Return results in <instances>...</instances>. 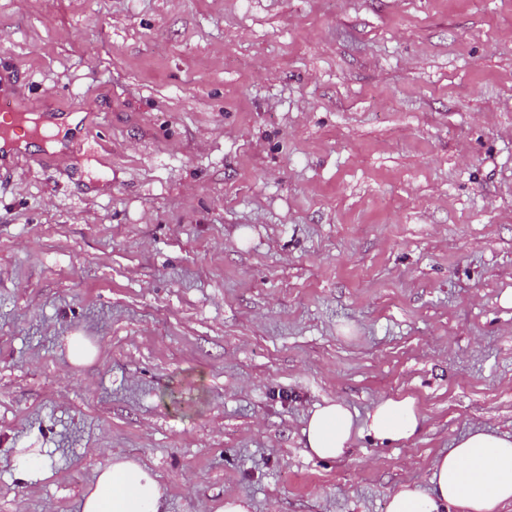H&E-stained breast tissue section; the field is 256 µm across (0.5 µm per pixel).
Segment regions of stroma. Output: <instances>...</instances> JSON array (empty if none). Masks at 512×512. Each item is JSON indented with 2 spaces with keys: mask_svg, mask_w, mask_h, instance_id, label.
<instances>
[{
  "mask_svg": "<svg viewBox=\"0 0 512 512\" xmlns=\"http://www.w3.org/2000/svg\"><path fill=\"white\" fill-rule=\"evenodd\" d=\"M4 75L82 120L0 163V512L112 452L164 512H386L512 433V0H0ZM390 396L412 440L308 455ZM67 347L69 361L74 365L89 364L97 355V348L86 336L69 337ZM421 413L412 397L381 398L359 426L351 410L341 402L326 401L310 413L303 429L308 455L321 460L344 457L357 433L365 432L381 444L412 439L418 432Z\"/></svg>",
  "mask_w": 512,
  "mask_h": 512,
  "instance_id": "35a3bbf8",
  "label": "stroma"
}]
</instances>
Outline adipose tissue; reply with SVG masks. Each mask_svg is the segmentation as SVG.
Segmentation results:
<instances>
[{
    "mask_svg": "<svg viewBox=\"0 0 512 512\" xmlns=\"http://www.w3.org/2000/svg\"><path fill=\"white\" fill-rule=\"evenodd\" d=\"M421 413L414 398H382L357 424L351 410L329 401L313 410L303 429L310 456L344 457L357 433L383 444L412 439ZM166 488L138 459L112 456L97 468L79 512H160ZM512 503V434L471 429L440 454L428 486L405 484L390 493L387 512H500Z\"/></svg>",
    "mask_w": 512,
    "mask_h": 512,
    "instance_id": "ef3b65f1",
    "label": "adipose tissue"
}]
</instances>
